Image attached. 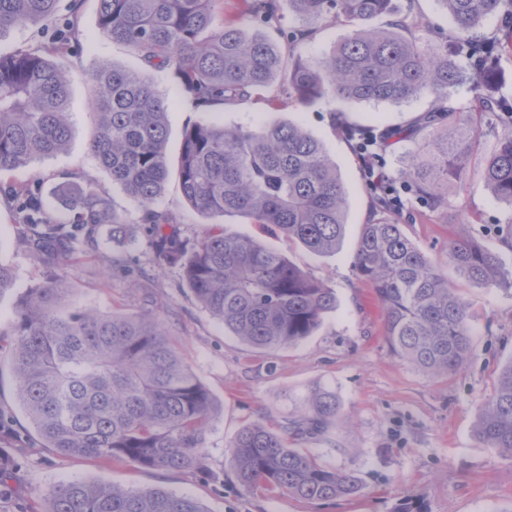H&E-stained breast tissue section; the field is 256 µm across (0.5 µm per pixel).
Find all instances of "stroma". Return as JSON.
Returning a JSON list of instances; mask_svg holds the SVG:
<instances>
[{"instance_id":"35a3bbf8","label":"stroma","mask_w":512,"mask_h":512,"mask_svg":"<svg viewBox=\"0 0 512 512\" xmlns=\"http://www.w3.org/2000/svg\"><path fill=\"white\" fill-rule=\"evenodd\" d=\"M393 17L403 21L409 36H421L423 23L447 29L451 22L439 0H395ZM98 0H80L73 21L80 42L66 54L70 73L71 137L64 153L0 175V183H21L40 190L46 203L61 177L94 183L131 226L129 237L104 243L99 252L79 257L61 271L35 262L17 232L15 202L0 195V264L15 279L12 293L0 299V408L16 419L21 440L0 438V445L20 447V478L10 496L0 499V512H42L45 494L54 485L84 480L126 489L162 487L201 502L207 512H512V458L485 447L474 435L481 400L500 369L512 360V294L458 280L457 286L475 315L472 353L450 378H429L395 355L383 338V314L374 293L354 270L357 236L374 217L378 190L368 185L357 139L346 137L348 125H411L432 105L428 95L402 104L354 103L324 98L309 105L292 104L280 85L250 100L204 114L181 100L169 71L158 70V90L174 100L170 114L167 155L177 163L186 123L209 119L227 125H258L292 121L319 138L342 176L348 194L347 233L341 249L317 256L266 232L242 215L198 216L184 198L176 179H169L159 207L172 216L181 233L199 237L220 225L254 236L289 257L310 276L334 288L335 312L299 344L258 351L225 331L184 286L174 266H157L140 213L123 189L88 150L95 115L90 63L138 70L141 60L126 46L99 36ZM483 137L460 180L448 186V205L434 210L410 192L397 175L400 158L409 149L401 142L383 152L378 171L389 178L400 207L404 231L438 265L448 264L452 225L468 223L482 244L500 254L512 268V250L499 230L512 222V206L495 198L484 181V168L500 130L496 118L484 115ZM142 271L154 298V313L171 334L183 360L209 389L215 410L204 436L203 471L160 472L128 462H99L58 457L42 448L14 395L10 364L11 334L19 295L32 286L63 274L69 298L77 306L101 313H133L140 293L128 269ZM315 387L335 390L340 417L332 444L316 452L337 469L356 474L361 491L352 497L311 502L288 495L245 493L236 480L227 453L239 429L262 417L277 422L293 418Z\"/></svg>"}]
</instances>
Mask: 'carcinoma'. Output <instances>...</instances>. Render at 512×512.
Instances as JSON below:
<instances>
[{"label": "carcinoma", "mask_w": 512, "mask_h": 512, "mask_svg": "<svg viewBox=\"0 0 512 512\" xmlns=\"http://www.w3.org/2000/svg\"><path fill=\"white\" fill-rule=\"evenodd\" d=\"M59 2L0 0V38L18 26L53 24L39 46L0 54V173L54 157L68 144L69 78L59 59L77 31L59 19ZM439 2L452 29L426 23L419 41L402 33L400 20L372 25L394 12V0H239L236 21L224 19V0H99L100 34L127 45L143 68L90 65L98 115L90 152L141 212L156 262L179 267L199 304L251 348L305 340L336 310V293L255 237L224 227L200 238L167 230L174 219L158 201L168 179L171 104L151 71H170L183 96L203 112L246 101L278 79L300 105L329 96L400 104L428 94L433 107L415 125L365 137L374 141L373 158L393 141H416L399 176L434 209L448 205L444 186L460 178L483 135L474 113L450 102L451 91L465 83L478 113L508 118L484 178L493 196L512 205V103L495 92L500 53L512 49V0ZM285 8L301 22L286 36L288 50L248 31L246 22L268 24ZM490 16L501 18L499 32L474 35ZM342 19L355 30L320 63L301 55V45ZM178 181L202 217L241 214L320 256L343 244L348 199L341 174L323 143L297 123L188 124ZM55 190L67 210L64 220L31 187H0L16 199L17 234L40 262L72 266L78 253L97 250L103 226L112 225L114 237L124 233L123 215L94 184L64 179ZM448 264L473 284L512 290V269L465 229L448 243ZM354 269L382 308L384 340L393 353L432 378L463 367L473 336L469 304L447 271L406 235L401 219L362 225ZM67 292L58 277L29 289L16 306L15 396L44 447L60 456L158 471L202 469L214 400L153 314L150 289H141L140 311L112 314L70 308ZM339 411L336 392L319 388L280 429L265 418L243 426L229 445L239 486L307 501L359 492L355 474L302 447L308 439L331 442ZM475 435L512 457V361L481 403ZM19 470L15 449L0 446V491ZM46 501L42 512H207L197 500L164 488L126 490L79 480L52 487Z\"/></svg>", "instance_id": "1"}]
</instances>
